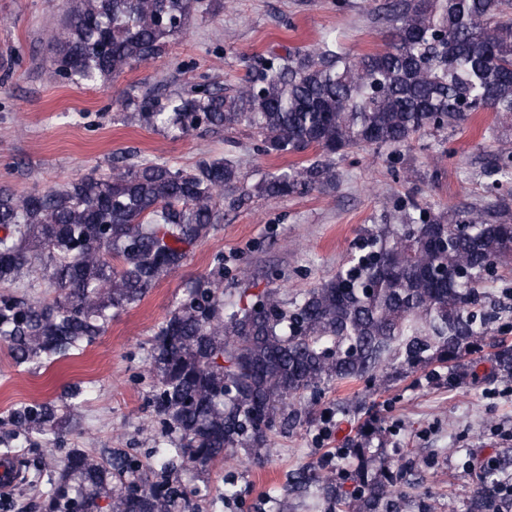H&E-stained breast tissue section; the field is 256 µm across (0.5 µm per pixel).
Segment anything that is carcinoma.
Wrapping results in <instances>:
<instances>
[{
	"mask_svg": "<svg viewBox=\"0 0 512 512\" xmlns=\"http://www.w3.org/2000/svg\"><path fill=\"white\" fill-rule=\"evenodd\" d=\"M512 0H385L392 29L385 47L359 55L322 41L263 62L259 78L231 93L205 84L135 104L137 122L186 134L243 123L258 130L265 155L315 157L272 173L258 196L284 198L329 187L334 156L349 149L400 147L418 136L495 112L512 128ZM203 0H76L53 36L52 76L80 87L104 84L162 56L205 11ZM239 173L227 158L187 172L163 163H112L43 194L0 187V341L18 363H52L103 334L112 316L140 301L179 268L217 223V201ZM512 270V212L469 207L403 211L396 224L367 229L349 265L288 303L271 290L224 314V258L186 284V299L159 328L153 351L156 407L174 447L160 470L206 467L278 426L301 422V400L336 380H374L395 366L440 364L455 384L473 347L487 339L478 318L482 285ZM51 271L55 296L31 301L8 288ZM512 376V345L492 357ZM58 409L25 405L13 421L51 441ZM120 482V488L112 481ZM503 463L485 471L468 512H512L499 494ZM45 484L44 512H197V492L151 481L128 453L110 458L71 451ZM297 484L345 512H394L397 492L370 480L352 500L308 466Z\"/></svg>",
	"mask_w": 512,
	"mask_h": 512,
	"instance_id": "1",
	"label": "carcinoma"
}]
</instances>
